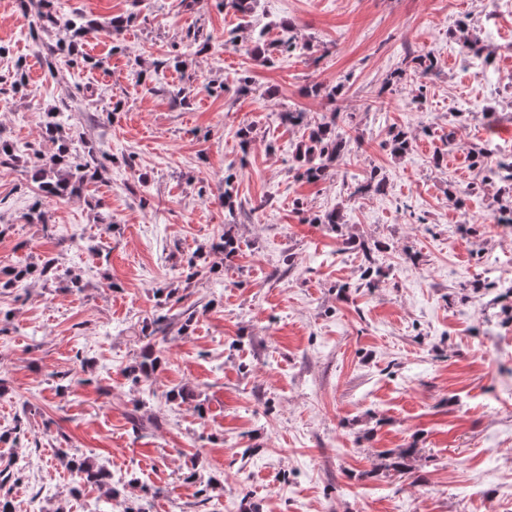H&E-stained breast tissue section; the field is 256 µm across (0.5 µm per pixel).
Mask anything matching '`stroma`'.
I'll list each match as a JSON object with an SVG mask.
<instances>
[{
    "instance_id": "35a3bbf8",
    "label": "stroma",
    "mask_w": 512,
    "mask_h": 512,
    "mask_svg": "<svg viewBox=\"0 0 512 512\" xmlns=\"http://www.w3.org/2000/svg\"><path fill=\"white\" fill-rule=\"evenodd\" d=\"M249 6L60 0L65 18L138 15L120 40L80 38L103 62L90 69L50 56L65 28L35 39L37 15L0 0V138L16 154L0 165V270L58 268L0 288V498L15 512H512V301L482 287L487 257L512 278V242L495 227L512 185L478 184L468 158H512V0ZM198 29L208 49L162 66ZM464 35L491 53L496 81L461 60ZM291 37L301 50L282 52ZM256 39L261 61L244 47ZM427 53L426 93L391 83ZM183 86L181 105L168 91ZM337 106L351 153L318 181L296 178L309 126ZM50 108L70 113L74 148L110 161L40 224L28 170L54 150L40 128ZM288 111L304 123H281ZM396 128L412 137L401 157ZM373 173L383 191L357 192ZM335 209L339 229L315 223ZM226 230L231 258L216 245ZM160 317L181 330L132 382L141 330ZM180 389L190 403L168 400ZM403 448L400 476L389 455ZM72 457L108 470L117 495L73 494ZM54 259H44L41 266H31L30 264L22 265L8 275V279L0 281V287L11 288L16 282L22 281L30 275H39L48 281L55 278Z\"/></svg>"
}]
</instances>
